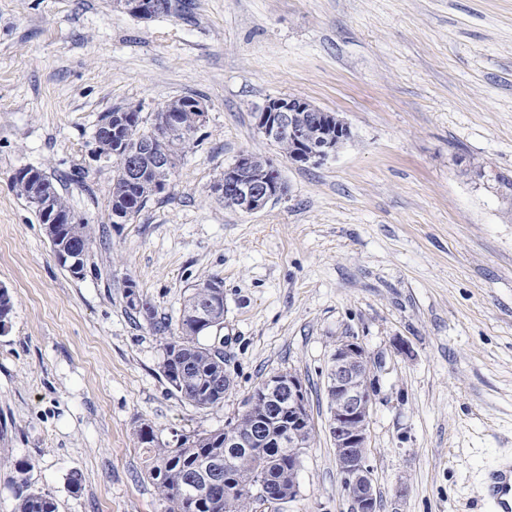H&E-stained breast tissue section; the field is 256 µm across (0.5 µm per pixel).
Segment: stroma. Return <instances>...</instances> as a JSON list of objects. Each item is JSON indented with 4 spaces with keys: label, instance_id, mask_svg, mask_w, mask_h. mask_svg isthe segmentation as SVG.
<instances>
[{
    "label": "stroma",
    "instance_id": "1",
    "mask_svg": "<svg viewBox=\"0 0 512 512\" xmlns=\"http://www.w3.org/2000/svg\"><path fill=\"white\" fill-rule=\"evenodd\" d=\"M189 3L140 19L119 0H0V284L14 302L0 512L23 482L58 512H161L136 427L166 444L223 429L280 371L302 378L315 427L280 512H349L324 375L347 337L385 361L368 430L378 512H494L478 490L512 458V0ZM183 96L208 117L170 189L113 223L100 116L148 120ZM280 97L339 114L352 139L291 163L255 125ZM244 153L287 187L256 213L214 190ZM28 167L93 229L81 277L12 185ZM204 279L223 284L234 387L199 409L170 389L126 292L174 322Z\"/></svg>",
    "mask_w": 512,
    "mask_h": 512
}]
</instances>
